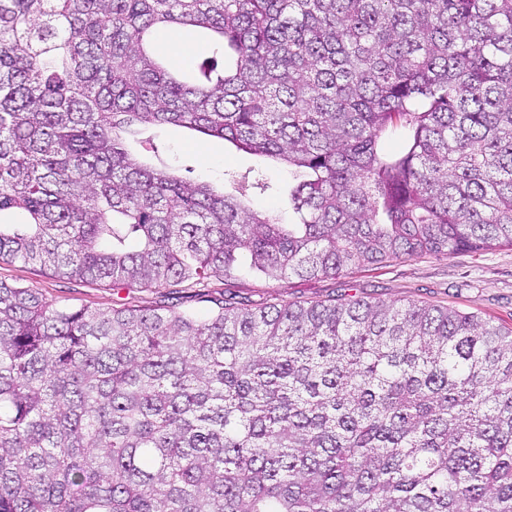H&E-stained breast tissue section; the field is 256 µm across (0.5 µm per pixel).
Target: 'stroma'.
<instances>
[{
  "label": "stroma",
  "mask_w": 512,
  "mask_h": 512,
  "mask_svg": "<svg viewBox=\"0 0 512 512\" xmlns=\"http://www.w3.org/2000/svg\"><path fill=\"white\" fill-rule=\"evenodd\" d=\"M155 43L166 65L178 72L194 71L208 54V34L173 26L155 30ZM193 49L184 53L182 42ZM154 138L158 154L145 155L149 166L174 172L223 188L228 172L243 174L265 169L275 183L287 180L280 163L248 154L230 142L211 138L173 125L137 128L126 138L132 152H140L142 138ZM0 280L16 282L38 290L54 305L72 304L109 309L121 304L142 307L169 306L200 313L211 309L212 299L233 297L252 307L270 304L304 303L356 295L370 300H410L426 305L460 308L512 327V247L463 251L454 254L402 257L381 265L361 266L337 277H296L268 280L256 276L248 262L231 276L212 281L205 293L190 288L175 297L163 291H128L106 283H79L42 273L19 262H0Z\"/></svg>",
  "instance_id": "35a3bbf8"
}]
</instances>
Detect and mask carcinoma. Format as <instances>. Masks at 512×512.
Wrapping results in <instances>:
<instances>
[{
	"instance_id": "obj_1",
	"label": "carcinoma",
	"mask_w": 512,
	"mask_h": 512,
	"mask_svg": "<svg viewBox=\"0 0 512 512\" xmlns=\"http://www.w3.org/2000/svg\"><path fill=\"white\" fill-rule=\"evenodd\" d=\"M168 25L216 35L191 78L148 38ZM135 123L285 165L292 220L250 207L259 171L226 192L143 164ZM502 245L512 0H0V261L174 294L244 257L279 280ZM0 512H512V327L0 281Z\"/></svg>"
}]
</instances>
